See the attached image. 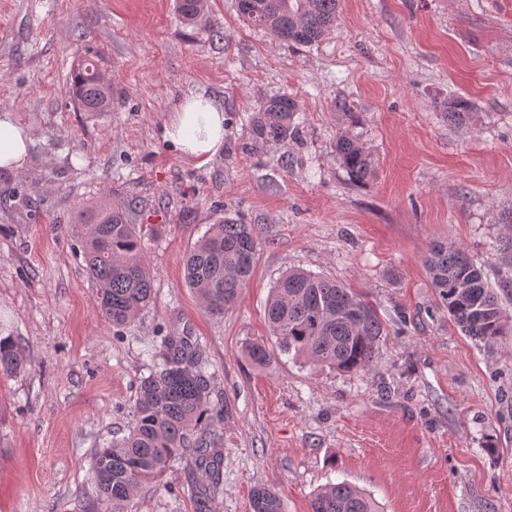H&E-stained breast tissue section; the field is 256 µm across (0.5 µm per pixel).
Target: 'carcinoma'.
<instances>
[{
    "label": "carcinoma",
    "instance_id": "cac0c4a2",
    "mask_svg": "<svg viewBox=\"0 0 512 512\" xmlns=\"http://www.w3.org/2000/svg\"><path fill=\"white\" fill-rule=\"evenodd\" d=\"M176 6L189 24L200 21L207 10L206 0H176ZM338 7L339 0H238V11L249 24L296 46L315 44L335 28ZM70 93L84 112L111 111L112 86L91 62L74 70ZM443 111L457 125L472 120L470 106L463 99L448 100ZM298 112V102L286 94L268 100L252 116L249 140L263 145L294 138ZM336 153L355 179L372 174V158L354 138L339 136ZM132 206V200L114 197L83 208L71 225L81 243L101 314L114 326L126 324L150 306L155 295L142 238L130 220ZM257 241L255 225L226 216L210 225L190 250L186 284L210 313L222 315L238 301L252 274ZM425 265L453 321L466 335L492 349L512 325V317L483 269L453 243L431 245ZM267 319L270 335L282 351H293L341 372L371 367L385 335L375 308L359 294L332 278L301 269L288 271L272 288ZM247 354L258 365L271 359L270 350L262 344L248 345ZM26 363L16 342L0 339L1 372L13 374ZM134 414L136 422L129 433L98 449L94 456L98 512H128L139 488L189 449L200 475L198 512H208V503L222 484L223 455L218 444L224 415L209 399L199 355L187 337H164L162 363L141 381ZM250 507L251 512H282L280 498L265 486L253 490ZM309 512L379 510L369 494L341 482L318 490Z\"/></svg>",
    "mask_w": 512,
    "mask_h": 512
}]
</instances>
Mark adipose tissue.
Instances as JSON below:
<instances>
[{
    "instance_id": "obj_1",
    "label": "adipose tissue",
    "mask_w": 512,
    "mask_h": 512,
    "mask_svg": "<svg viewBox=\"0 0 512 512\" xmlns=\"http://www.w3.org/2000/svg\"><path fill=\"white\" fill-rule=\"evenodd\" d=\"M165 136L182 157L206 165L224 143V112L208 96L189 93L174 108Z\"/></svg>"
}]
</instances>
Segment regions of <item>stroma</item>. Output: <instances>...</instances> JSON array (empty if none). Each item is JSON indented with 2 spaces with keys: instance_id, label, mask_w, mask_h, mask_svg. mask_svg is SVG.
Segmentation results:
<instances>
[{
  "instance_id": "1",
  "label": "stroma",
  "mask_w": 512,
  "mask_h": 512,
  "mask_svg": "<svg viewBox=\"0 0 512 512\" xmlns=\"http://www.w3.org/2000/svg\"><path fill=\"white\" fill-rule=\"evenodd\" d=\"M112 83L110 112L69 95L85 61ZM224 110V144L199 167L165 137L189 92ZM300 105L297 138L246 149L254 112ZM466 99L471 123L441 104ZM33 134L0 170V336L27 368L0 374V512H97L92 459L127 434L163 336L197 344L224 407V490L212 512H251L254 486L283 512L348 482L381 512H512V335L494 350L460 330L424 265L451 242L497 285L512 238V0H340L309 47L249 26L237 0L184 24L175 0H0V115ZM374 160L352 178L341 134ZM132 199L156 299L114 327L100 314L69 226L104 196ZM256 225L236 305L207 312L184 280L189 250L224 214ZM342 282L387 334L374 366L316 368L269 341L265 305L288 269ZM191 453L144 485L131 512H196Z\"/></svg>"
}]
</instances>
